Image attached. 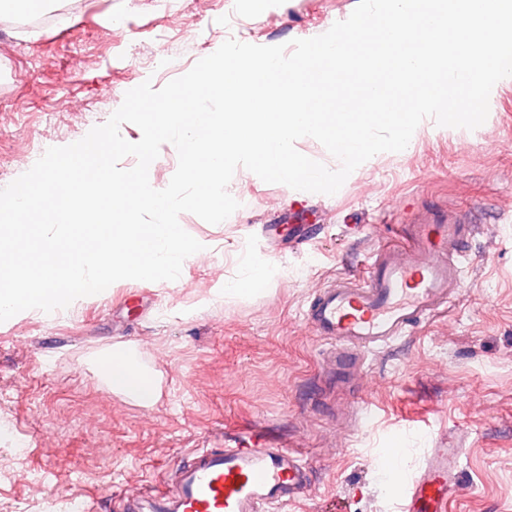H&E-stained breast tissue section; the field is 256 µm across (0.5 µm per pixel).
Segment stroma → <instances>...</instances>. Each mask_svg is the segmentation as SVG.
Here are the masks:
<instances>
[{
  "instance_id": "stroma-1",
  "label": "stroma",
  "mask_w": 512,
  "mask_h": 512,
  "mask_svg": "<svg viewBox=\"0 0 512 512\" xmlns=\"http://www.w3.org/2000/svg\"><path fill=\"white\" fill-rule=\"evenodd\" d=\"M356 4L78 0L58 24L0 21V187L104 124L142 82L162 88L230 38L321 35ZM423 125L412 148L377 154L332 195L237 169L228 191L245 201L227 220L180 215L202 249L177 280H120L62 317L0 323V512H68L91 495L122 512L125 494L248 425L314 471L277 512H398L384 459L411 474L445 446L463 451L448 512H512V82L495 84L476 129ZM435 201L479 225L461 296L338 381L303 317L312 295L402 245L400 224ZM290 211L313 238L266 260L258 227ZM116 346L157 379L152 405L113 393Z\"/></svg>"
}]
</instances>
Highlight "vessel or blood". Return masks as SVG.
<instances>
[{"instance_id": "1", "label": "vessel or blood", "mask_w": 512, "mask_h": 512, "mask_svg": "<svg viewBox=\"0 0 512 512\" xmlns=\"http://www.w3.org/2000/svg\"><path fill=\"white\" fill-rule=\"evenodd\" d=\"M474 231L459 212H417L401 247L372 255L363 274L319 288L304 317L335 349L337 367L364 363L452 304L470 265ZM307 475V465L285 446L253 434L195 451L174 473L126 498L123 512H268L299 499ZM460 478L458 449H429L421 468L401 483L399 512H447Z\"/></svg>"}]
</instances>
